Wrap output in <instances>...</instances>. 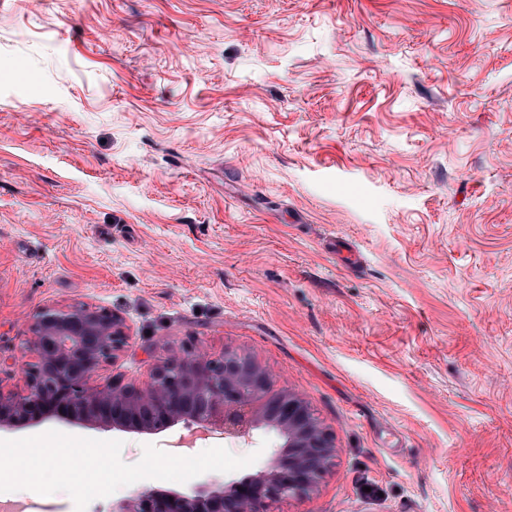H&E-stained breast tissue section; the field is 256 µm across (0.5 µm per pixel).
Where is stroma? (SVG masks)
Returning a JSON list of instances; mask_svg holds the SVG:
<instances>
[{"instance_id":"1","label":"stroma","mask_w":512,"mask_h":512,"mask_svg":"<svg viewBox=\"0 0 512 512\" xmlns=\"http://www.w3.org/2000/svg\"><path fill=\"white\" fill-rule=\"evenodd\" d=\"M0 387L45 305L98 373L253 355L334 436L271 512H512V0H0ZM174 452L179 428L52 429Z\"/></svg>"}]
</instances>
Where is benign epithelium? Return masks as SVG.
Here are the masks:
<instances>
[{
  "instance_id": "7a95c632",
  "label": "benign epithelium",
  "mask_w": 512,
  "mask_h": 512,
  "mask_svg": "<svg viewBox=\"0 0 512 512\" xmlns=\"http://www.w3.org/2000/svg\"><path fill=\"white\" fill-rule=\"evenodd\" d=\"M28 343L34 362L23 368L24 389H0V426L20 421L110 423L136 431L179 422L192 435L247 440L274 432L278 448L247 480L211 478L189 493L140 491L111 512H270L284 498L310 495L333 464L334 437L304 400L274 389L267 370L249 353L226 349L214 357L199 348L173 352L142 385L119 378L97 383L104 364L129 343V327L110 311L74 304L43 306L33 316Z\"/></svg>"
}]
</instances>
